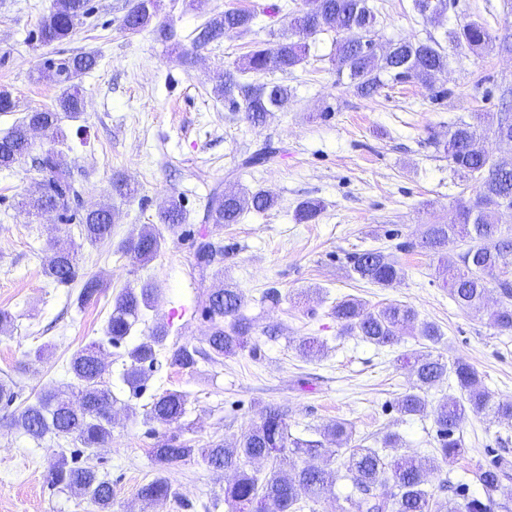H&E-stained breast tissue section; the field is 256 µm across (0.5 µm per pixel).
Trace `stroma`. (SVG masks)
<instances>
[{
  "mask_svg": "<svg viewBox=\"0 0 512 512\" xmlns=\"http://www.w3.org/2000/svg\"><path fill=\"white\" fill-rule=\"evenodd\" d=\"M52 2L0 0V88L17 103L15 111L0 113V134L26 112L54 104L61 87L54 78L38 77L44 59L96 54L97 66L80 79L84 114L61 120L68 135L62 150L80 173L83 207L111 201L115 218L111 240L81 251V274L100 278L103 290L97 301L78 304L80 282L57 284L43 272L56 214L35 216L18 206L35 192L40 173L27 160L0 170V309L15 318L9 332L0 333V380L13 382L18 394L12 404L0 405V512H98L89 498L51 486L49 470L61 453L56 440L33 441L3 419L41 391L70 383V357L103 338L118 292L146 282L157 293L134 336L162 326L169 342L199 343L209 330L204 293L228 286L248 301L252 347L218 364L199 362L192 373L158 360L136 397L118 378V348L108 349L106 379L116 415L112 440L93 464L112 484V512H231L222 501L226 476L193 460L165 471L179 500L145 505L138 490L160 471L151 450L173 435L198 448L233 441L269 406L288 407L292 435L322 440L339 467L346 453L320 437L336 421L349 423L356 442L372 448L385 435H397L388 456L431 455L432 416L404 415L395 406L413 383L402 356L425 347V340L408 329L399 345L388 348L341 334L331 308L347 295L370 311L393 302L411 305L419 321L439 327L435 353L464 359L494 399H512V331L461 309L420 246L428 225L451 222L457 199L472 194L471 181L454 172L435 142L475 113L500 110L503 90L512 87V52L452 49L434 88L389 79L376 96L363 98L337 74L331 62L337 33L328 30L309 38L306 60L291 73L270 74L271 82L288 86L290 98L255 125L213 94L212 78L236 66L255 44L275 41L303 0H159L152 24L134 35L122 28L134 0H91L94 15L71 40L42 47L33 33ZM370 2L379 9L383 43L432 38L444 45L450 28L470 21L495 38L512 34V0H455L432 20L421 17L414 0ZM231 7L254 10L250 33H228L199 50L193 65L183 64L189 34ZM165 28L173 30L172 39L162 37ZM267 141L282 150L277 162L243 168L244 155ZM117 177L136 183L138 195L112 197ZM241 187L269 191L276 206L246 212L239 223L220 229L205 221L214 191ZM172 195L184 205L186 222L163 230L160 253L140 265L120 246L142 225L156 223ZM308 198L319 199L323 209L315 220L298 222L296 207ZM204 239L221 247L223 277L201 273L196 248ZM373 249L399 262L400 281L381 288L359 279L352 257ZM270 288L279 292L278 304L263 301ZM174 309L180 318H171ZM303 336L323 340V355L301 357L295 344ZM41 347L46 354L35 359ZM167 390L187 394L188 413L162 427L144 412ZM129 405L136 415L126 414ZM460 435L464 455L430 474V490L450 480L477 493L478 467L497 455L512 463V422L472 414Z\"/></svg>",
  "mask_w": 512,
  "mask_h": 512,
  "instance_id": "stroma-1",
  "label": "stroma"
}]
</instances>
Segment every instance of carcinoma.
I'll use <instances>...</instances> for the list:
<instances>
[{
    "label": "carcinoma",
    "mask_w": 512,
    "mask_h": 512,
    "mask_svg": "<svg viewBox=\"0 0 512 512\" xmlns=\"http://www.w3.org/2000/svg\"><path fill=\"white\" fill-rule=\"evenodd\" d=\"M157 0H137L129 18L123 19V29L136 34L147 28L157 11ZM415 8L423 16L434 18L448 8L447 0H415ZM92 14L90 0H55L49 14L41 17L37 41L50 46L70 40ZM254 14L249 10L227 9L194 30L191 49L185 51L190 61L198 50L220 41L232 29L239 33L250 30ZM378 12L368 0H307V7L288 15V33L279 36L270 46H257L234 70L216 75L214 91L228 102L235 112H242L254 124L263 121L275 108L285 106L288 88L278 83H243L238 74L262 76L269 72L288 73L301 65L306 57L307 39L328 29L344 36L336 39L332 62L338 73H347L352 86L363 97H371L384 86L382 76L393 80H415L426 87L433 84L448 68V53L432 40L398 41L382 53L360 51L356 41L361 36H378ZM457 49L472 52L483 50L492 43L488 29L477 22H467L451 32ZM98 65L97 57L80 53L46 61L45 70L54 72L61 93L51 107L35 108L0 136V170L10 169L30 157L42 173L37 196L27 205L38 211L54 212L63 224L77 223L82 242L58 235L52 228L50 255L44 273L58 284H70L79 276V250L84 244L95 245L112 237V203L104 202L90 210L76 207L82 187L75 177L74 167L62 151L51 150L34 154L29 137L30 127L38 125L59 142L65 134L60 126L61 114L78 118L84 111L85 100L78 79ZM475 122H460L448 129V139L436 142L454 171L475 180L473 196L457 203L458 221L453 224H430L422 248L437 258L436 274L448 287L450 297L464 310L485 312L495 327L512 331V282L502 279L505 258L512 255V234L503 229L502 216L512 212V166L503 168L485 151L471 149L473 139L491 131L496 140L512 142V115L477 113ZM281 149L270 143L245 155V167H265L277 159ZM276 199L263 190L222 191L211 197L207 220L221 227L237 224L248 210L265 211L273 208ZM321 204L305 200L296 208V219L308 223L319 215ZM159 223L175 229L186 221L181 200L171 197L159 212ZM163 237L154 225L148 224L121 243V250L137 262H151L162 248ZM459 244L462 252L453 260L448 249ZM221 250L211 242L198 246L196 258L202 269L217 261ZM354 272L366 282L385 288L401 279L399 263L381 251H366L354 257ZM496 283L499 300L494 307L487 303L491 283ZM102 284L95 277L83 281L78 301L82 304L97 299ZM157 288L147 282L140 288H125L115 297L112 313L106 325L107 343L116 346L131 335L132 329L149 308ZM245 296L235 288H215L205 295L202 312L211 323L204 338L205 346L191 343L166 345L167 331L157 329L143 336L122 354L123 383L133 393L143 387L145 367L153 366L157 356L165 354L170 363L194 371L199 361L219 363L247 347L253 332V322L243 313ZM332 315L344 334H355L378 347H393L400 341L402 330L417 329L418 335L435 345L439 343V328L432 323H417V313L409 305L389 303L377 311H369L361 300L348 296L336 302ZM324 343L315 337H304L296 344L303 357H315ZM104 343L93 342L74 353L68 363L73 382L64 389L40 393L34 402L10 418L9 425L22 429L35 441L50 435L73 445L70 454H61L50 471V483L70 493L89 498L99 512H112V484L99 477L89 460L104 448L112 433V412L116 398L108 387L102 362ZM412 361L415 381L396 401L398 411L407 415L432 414L437 426L438 447L433 457L418 458L403 455L388 460L377 448L350 445L345 464L352 489L344 498L340 512H494L493 493L501 488L505 468L492 462L476 473L484 495L468 493L466 484L453 487V496L443 504L435 493L426 488L428 475L438 469L439 462L449 463L465 453L463 441L457 436L469 414L488 412L501 420L512 421V401L496 402L482 385L475 367L465 361L448 363L440 354L419 350L401 355ZM454 378L460 397H450L433 409H428L426 394L448 378ZM188 400L178 391H166L153 398L145 416L160 425L170 426L186 415ZM341 445H349L353 430L337 421L323 430ZM156 463L163 469L198 455L216 474L234 473V479L224 485V502L235 512H302L326 493L334 491L338 470L325 457L322 442L294 438L288 430L287 414L278 407H269L261 420L239 440L212 442L195 448L187 442L166 440L151 449ZM302 454L305 465L293 473L281 469L287 454ZM252 461H267L266 473L250 471ZM139 498L153 504L176 499L179 492L165 476L142 485Z\"/></svg>",
    "instance_id": "1"
}]
</instances>
